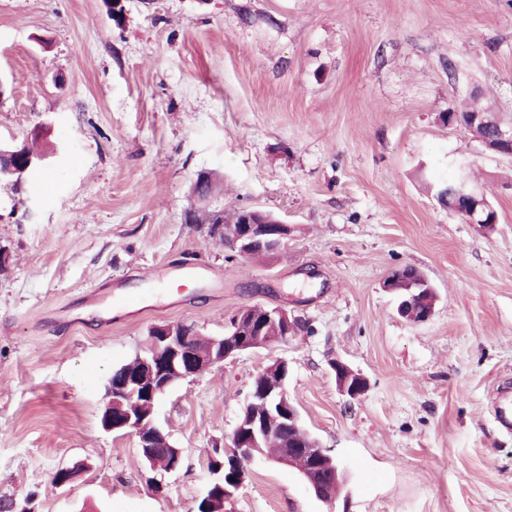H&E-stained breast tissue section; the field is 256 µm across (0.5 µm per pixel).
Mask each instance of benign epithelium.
Returning <instances> with one entry per match:
<instances>
[{"label":"benign epithelium","instance_id":"obj_1","mask_svg":"<svg viewBox=\"0 0 512 512\" xmlns=\"http://www.w3.org/2000/svg\"><path fill=\"white\" fill-rule=\"evenodd\" d=\"M448 124H457L479 135V140L489 151L512 156V127L501 125L493 113L470 112L463 116L454 113L448 119ZM34 159L35 155L21 148L7 149L0 146V176H14L21 183L24 172ZM195 195L204 204L216 196V186L209 173L198 175ZM438 199L469 224L484 227L498 223L496 211L470 184L467 165L463 162L457 164L456 177L441 189ZM209 232L224 241V245L238 256L247 258L257 251L272 253L284 247L291 228L264 211L240 208L237 210L236 226L229 229L224 224H212ZM398 313L413 323H425L432 318L434 305L427 304L421 298V292L411 291L409 297L401 299ZM271 325L275 327L277 335H264L265 329ZM296 328V320L285 309L252 306L241 310L229 321L228 331L212 338L207 351L196 353L190 345L187 324L166 322L152 325L148 329L142 352L137 354L135 371L113 374L107 379L106 401L100 413L102 429L136 436L139 453L148 461L150 471L171 473L179 470L183 460L179 448H170L171 460L163 468L152 461L156 441H169L168 433L158 425L155 418L159 399L175 382L197 376L245 351L264 349L273 342H285ZM330 367L344 395L357 399L365 394L368 389L365 377L340 360L332 362ZM288 373V362L280 360L266 366L259 374L252 386L248 405L260 401L266 413L260 420L238 421L231 445L225 449V456L235 470L234 480L224 483V464L212 465L213 479L202 498L210 500L211 488L218 486L224 491V501L231 502L234 492L244 484L245 464L260 454L262 442L272 432L288 428L299 437L306 434L299 411L288 398ZM307 453L311 455L312 464L311 474L305 476L309 490L319 500L334 501L338 492L325 480L323 468L332 467L338 472L342 470L340 463L316 440L310 443ZM82 470L80 465L61 467L54 473L53 482L59 487H70L78 481Z\"/></svg>","mask_w":512,"mask_h":512}]
</instances>
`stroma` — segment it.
<instances>
[{
  "mask_svg": "<svg viewBox=\"0 0 512 512\" xmlns=\"http://www.w3.org/2000/svg\"><path fill=\"white\" fill-rule=\"evenodd\" d=\"M122 6L116 21L105 0H0V145L38 128L46 152L20 189L0 183V503L192 512L254 377L283 359L347 480L329 505L259 455L232 512H512V432L493 410L512 386V157L443 120L475 96L512 119V0ZM456 161L494 226L437 201ZM203 171L222 179L217 206L290 225L287 246L241 258L186 223ZM405 266L436 292L426 323L383 287ZM252 306L299 331L161 397L183 463L154 492L135 438L100 426L109 374L153 324L220 336ZM335 359L363 396L339 391ZM330 367L336 376L339 390L344 395L357 399L365 394L368 389V382L365 377L340 360L332 362Z\"/></svg>",
  "mask_w": 512,
  "mask_h": 512,
  "instance_id": "stroma-1",
  "label": "stroma"
}]
</instances>
